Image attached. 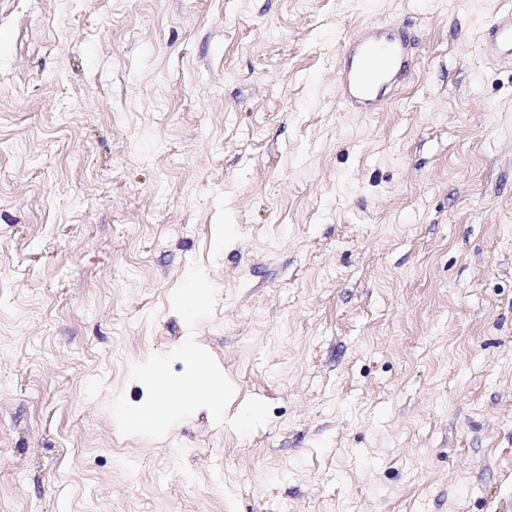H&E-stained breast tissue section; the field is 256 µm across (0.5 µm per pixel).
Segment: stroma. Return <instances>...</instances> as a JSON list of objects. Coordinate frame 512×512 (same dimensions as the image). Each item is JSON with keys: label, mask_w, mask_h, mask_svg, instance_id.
Segmentation results:
<instances>
[{"label": "stroma", "mask_w": 512, "mask_h": 512, "mask_svg": "<svg viewBox=\"0 0 512 512\" xmlns=\"http://www.w3.org/2000/svg\"><path fill=\"white\" fill-rule=\"evenodd\" d=\"M511 9L0 0V512H512ZM389 20L413 76L350 111ZM190 334L268 423L122 436ZM489 35L504 59L512 60V12L498 15L489 24ZM399 25L390 21L345 42L343 65L336 72L338 97L357 112H371L385 91L409 73L411 59Z\"/></svg>", "instance_id": "35a3bbf8"}]
</instances>
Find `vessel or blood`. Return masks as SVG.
<instances>
[{
  "mask_svg": "<svg viewBox=\"0 0 512 512\" xmlns=\"http://www.w3.org/2000/svg\"><path fill=\"white\" fill-rule=\"evenodd\" d=\"M489 35L505 59L512 60V12L495 17ZM343 58L336 72L338 97L358 112L375 110L385 91L404 79L411 67L407 41L393 21L352 36Z\"/></svg>",
  "mask_w": 512,
  "mask_h": 512,
  "instance_id": "b4317fda",
  "label": "vessel or blood"
}]
</instances>
